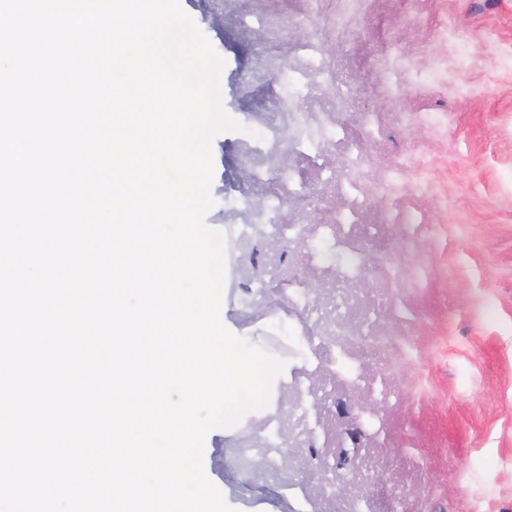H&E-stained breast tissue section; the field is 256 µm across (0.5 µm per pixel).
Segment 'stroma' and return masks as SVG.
<instances>
[{
	"instance_id": "obj_1",
	"label": "stroma",
	"mask_w": 512,
	"mask_h": 512,
	"mask_svg": "<svg viewBox=\"0 0 512 512\" xmlns=\"http://www.w3.org/2000/svg\"><path fill=\"white\" fill-rule=\"evenodd\" d=\"M223 58L222 104L240 125L212 141L214 207L226 231L256 219L258 189L241 145L259 112L319 115L342 142L313 163L286 142L273 172L305 189L279 223L317 224L355 211L360 224H411L417 246L387 241L385 269L361 264L358 308L378 310L397 345L365 367L373 389L336 388L326 422L339 447L292 446L282 484L244 475L239 428L211 430L204 464L234 512H512V0H180ZM322 50L333 85L305 72ZM302 75L295 89L291 78ZM371 165L349 188V153ZM402 171V187L377 193ZM226 264L221 319L264 346L277 318L247 323Z\"/></svg>"
}]
</instances>
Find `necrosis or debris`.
Wrapping results in <instances>:
<instances>
[{"mask_svg": "<svg viewBox=\"0 0 512 512\" xmlns=\"http://www.w3.org/2000/svg\"><path fill=\"white\" fill-rule=\"evenodd\" d=\"M261 122L266 130L258 140L243 142L241 153L253 179L266 188V198L282 205L294 188L287 176H275L265 167L266 158L281 154L287 131H295L298 147L321 157L336 148V134L313 130L309 125H293L289 113L266 112ZM386 230L382 224H353L347 215H339L330 224H279L270 220L248 221L235 225L232 240L237 249L246 251L270 239L300 241L301 253H280L267 258L262 277H254L250 267L242 266L238 274L249 288L240 299L245 317L264 321L274 298L282 299L279 322L288 328V347L300 359L291 378L292 386L306 390L316 380H326L339 362L350 368L345 378L348 391L367 386V376L359 373L366 357L385 359L395 346L389 329L364 326L357 328L355 305L347 288L362 260L367 243L376 241ZM320 278L328 282V292L318 295L308 281ZM283 421L280 412L267 410L259 428H246L237 448L242 461L259 455L275 460L281 453Z\"/></svg>", "mask_w": 512, "mask_h": 512, "instance_id": "necrosis-or-debris-1", "label": "necrosis or debris"}]
</instances>
